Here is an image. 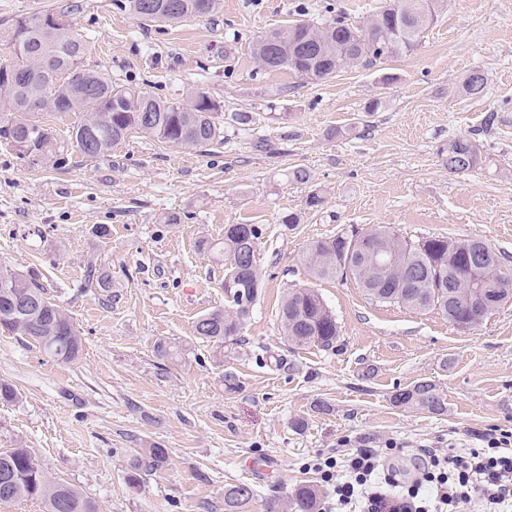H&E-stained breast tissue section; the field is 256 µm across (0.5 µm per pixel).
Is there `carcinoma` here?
I'll list each match as a JSON object with an SVG mask.
<instances>
[{
	"label": "carcinoma",
	"mask_w": 512,
	"mask_h": 512,
	"mask_svg": "<svg viewBox=\"0 0 512 512\" xmlns=\"http://www.w3.org/2000/svg\"><path fill=\"white\" fill-rule=\"evenodd\" d=\"M445 0H392L361 24L338 16L321 23L296 19L263 34L253 45V58L269 70L286 69L304 80L316 81L346 67H369L381 59L411 53L434 21ZM183 6L184 19L208 16L219 0H130L135 17L145 22H168L172 9ZM52 12L16 20L8 30L9 44L20 45L0 59L14 80L0 79V138L18 157L37 164L61 155L57 130L43 114L79 112L70 143L90 157L101 158L130 131L184 148L212 145L223 139L219 113L197 104L151 97L135 87L114 85L108 74L84 66L88 41L73 27L49 22ZM487 79L471 71L462 83L468 96H482ZM451 173H466L482 164L481 144L475 139L448 141L440 150ZM243 224L224 227V237L205 250L224 261V292L228 306L199 318L194 333L201 339L224 343L238 335L263 286V270L256 253L262 230L241 236ZM471 241L428 236L412 239L386 227L369 230L350 227L314 242L303 262L315 279L350 275L377 303L397 304L417 312L434 311L455 327L467 330L474 313L483 309L489 293L498 294V306L512 301V274L501 269L492 255L477 278L465 274L462 263ZM283 335L299 345L334 347L339 335L336 317L318 292L308 286L293 288L280 307ZM0 330L37 342L60 362L76 360L81 339L69 314L47 295L37 279L17 272H0ZM407 409L441 414L443 399L434 386L422 381L392 395ZM167 450L157 446L149 455L129 463L128 482L135 485L141 472L162 465ZM253 497L246 484L224 489V512H239ZM37 499L44 512H99L82 491L51 476L27 448L0 449V504ZM318 489L309 484L294 489L292 512H319Z\"/></svg>",
	"instance_id": "obj_1"
}]
</instances>
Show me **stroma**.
I'll list each match as a JSON object with an SVG mask.
<instances>
[{"label": "stroma", "instance_id": "1", "mask_svg": "<svg viewBox=\"0 0 512 512\" xmlns=\"http://www.w3.org/2000/svg\"><path fill=\"white\" fill-rule=\"evenodd\" d=\"M70 1L90 42L85 66L161 99L206 93L224 139L188 149L134 132L105 157L71 147L36 165L0 142V268L37 275L82 340L63 363L0 333V382L19 393L0 402V448L31 449L100 512H224L225 487L241 483L254 490L243 512H266L304 483L331 496L308 468L319 457L393 442L387 460L408 478L421 450L512 431V302L461 330L373 302L350 276L312 281L302 263L343 228L388 225L482 240L512 272V0H446L413 53L314 83L260 69L253 42L301 17L361 21L386 0H221L209 16L150 25L129 0H0V59L14 20ZM475 68L487 78L480 97L461 91ZM459 137L483 145V164L464 174L439 155ZM297 167L307 180L289 179ZM316 192L322 204L307 207ZM291 213L299 223H284ZM229 224L261 228L265 280L237 343L221 344L194 325L226 304L224 264L201 243ZM91 266L110 288L88 284ZM308 284L336 316L334 348L281 332L283 295ZM419 381L444 413L392 403ZM155 446L166 463L129 485V460Z\"/></svg>", "mask_w": 512, "mask_h": 512}]
</instances>
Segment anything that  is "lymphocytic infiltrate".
I'll use <instances>...</instances> for the list:
<instances>
[{"mask_svg":"<svg viewBox=\"0 0 512 512\" xmlns=\"http://www.w3.org/2000/svg\"><path fill=\"white\" fill-rule=\"evenodd\" d=\"M481 448L425 451L423 466L404 482L386 470L382 454L359 448L335 479L336 459L315 463L333 481L326 512H512V433L489 430Z\"/></svg>","mask_w":512,"mask_h":512,"instance_id":"lymphocytic-infiltrate-1","label":"lymphocytic infiltrate"}]
</instances>
